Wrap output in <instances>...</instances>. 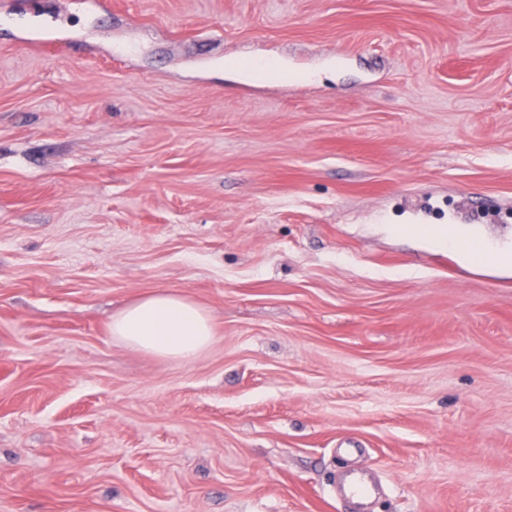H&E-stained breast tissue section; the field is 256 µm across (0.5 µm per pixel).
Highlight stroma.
Instances as JSON below:
<instances>
[{"label":"stroma","mask_w":512,"mask_h":512,"mask_svg":"<svg viewBox=\"0 0 512 512\" xmlns=\"http://www.w3.org/2000/svg\"><path fill=\"white\" fill-rule=\"evenodd\" d=\"M512 0H0V512H512ZM158 291L191 362L112 337ZM110 331L135 349L183 361L195 358L215 340L206 311L169 291L156 292L114 315Z\"/></svg>","instance_id":"obj_1"}]
</instances>
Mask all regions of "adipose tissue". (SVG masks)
Returning <instances> with one entry per match:
<instances>
[{"label":"adipose tissue","instance_id":"obj_1","mask_svg":"<svg viewBox=\"0 0 512 512\" xmlns=\"http://www.w3.org/2000/svg\"><path fill=\"white\" fill-rule=\"evenodd\" d=\"M110 331L135 349L183 361L195 358L215 340L206 311L169 291L156 292L114 315Z\"/></svg>","mask_w":512,"mask_h":512}]
</instances>
